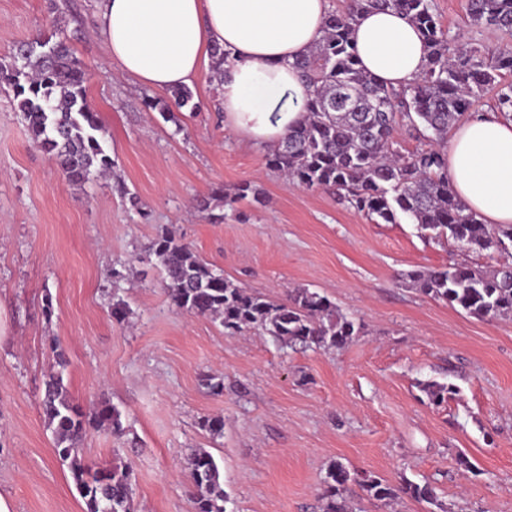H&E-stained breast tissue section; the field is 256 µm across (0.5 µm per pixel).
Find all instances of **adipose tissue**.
<instances>
[{"instance_id": "adipose-tissue-1", "label": "adipose tissue", "mask_w": 512, "mask_h": 512, "mask_svg": "<svg viewBox=\"0 0 512 512\" xmlns=\"http://www.w3.org/2000/svg\"><path fill=\"white\" fill-rule=\"evenodd\" d=\"M330 9V0H103L99 27L122 74L147 88L193 86L212 48H224V125L269 147L305 116L310 88L294 62L322 38ZM352 37L362 67L385 84L420 75L427 48L404 16L363 12ZM448 181L482 222L512 224V118L487 112L460 124L448 144Z\"/></svg>"}]
</instances>
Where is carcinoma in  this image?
Instances as JSON below:
<instances>
[{"mask_svg":"<svg viewBox=\"0 0 512 512\" xmlns=\"http://www.w3.org/2000/svg\"><path fill=\"white\" fill-rule=\"evenodd\" d=\"M369 9L393 10L407 18L427 44L422 73L396 91L359 65L351 24ZM471 22L512 36V0H468ZM312 88L305 119L266 154V165L305 188H327L374 224H393L403 215L437 238H451L472 252H496L512 242V225L484 224L467 209L448 185V152L440 144L448 130L478 99L496 88L497 109L512 112V46L491 55L481 46L460 47L443 29L432 0H345L329 11L324 35L296 61ZM0 77L13 88L15 110L22 114L32 142L50 155L70 184L85 185L114 173L115 161L98 137L102 126L89 106L90 73L65 41L37 38L21 44L13 61L0 63ZM172 104L149 99L146 106H170L194 112L191 90L175 88ZM415 132L427 142L412 152L401 151L397 135ZM252 190L245 182L228 194L215 187L198 207L214 222L224 221L217 208L231 207ZM145 258H153L164 274V288L173 306L197 316L220 320L233 334L245 328L262 330L281 345L341 347L359 333L353 319L326 296L296 288L284 302L249 293L224 277L191 246L163 230L151 240ZM419 291L479 318L512 316V264L492 270L466 263L425 268L408 274ZM40 403L54 436V452L67 464L85 512H136L130 473L117 466L92 469L79 456L86 434L106 427L123 434L121 414L104 406L88 415L75 405L60 372L44 382ZM200 429L211 436L224 432V418L204 416ZM196 488L195 512H226L223 476L213 456L196 451L189 459ZM358 485L369 498L391 500L401 492L433 505L432 487L409 482L395 489L383 479L352 472L339 462L329 465L323 479L322 512H347L343 491Z\"/></svg>","mask_w":512,"mask_h":512,"instance_id":"cac0c4a2","label":"carcinoma"}]
</instances>
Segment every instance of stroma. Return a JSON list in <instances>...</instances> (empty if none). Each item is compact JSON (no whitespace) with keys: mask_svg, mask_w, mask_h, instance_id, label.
I'll list each match as a JSON object with an SVG mask.
<instances>
[{"mask_svg":"<svg viewBox=\"0 0 512 512\" xmlns=\"http://www.w3.org/2000/svg\"><path fill=\"white\" fill-rule=\"evenodd\" d=\"M100 0H0V62L58 25L95 73L86 93L112 179L65 182L32 144L13 92L0 82V494L14 512H85L39 406L59 343L64 383L84 412L118 409L123 435L90 432V465L129 469L137 512H194L188 459L205 449L224 477L226 512H321L331 462L401 489L435 486L439 503L379 501L357 485L352 512H512V318L478 319L422 294L409 272L465 262L496 266L408 221L373 224L336 194L292 185L266 151L225 128L213 70L192 88L199 111L176 121L143 105L167 101L122 76L99 29ZM467 0H434L443 27L494 49L500 32L469 22ZM246 198L212 224L197 202L214 187ZM168 229L225 277L285 300L326 295L360 326L342 348L286 347L249 329L176 309L144 249ZM125 274L114 283L113 270ZM124 301V322L112 304ZM224 379L212 394L205 376ZM452 385L433 404L424 382ZM220 415L224 433L197 425ZM468 458L474 472L459 465Z\"/></svg>","mask_w":512,"mask_h":512,"instance_id":"1","label":"stroma"}]
</instances>
